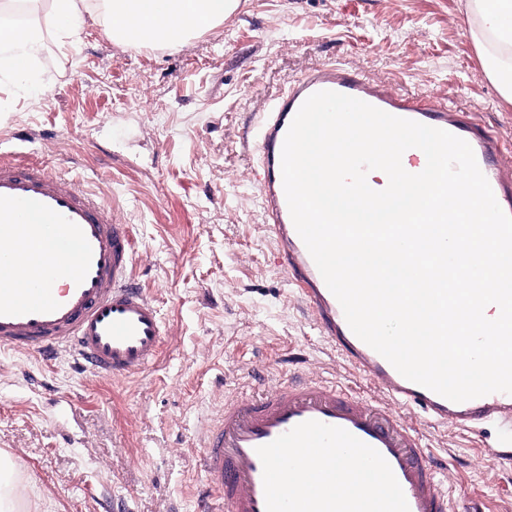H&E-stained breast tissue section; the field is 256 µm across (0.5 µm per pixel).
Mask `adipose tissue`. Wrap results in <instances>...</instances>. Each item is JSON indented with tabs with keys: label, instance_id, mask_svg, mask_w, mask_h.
I'll use <instances>...</instances> for the list:
<instances>
[{
	"label": "adipose tissue",
	"instance_id": "1",
	"mask_svg": "<svg viewBox=\"0 0 512 512\" xmlns=\"http://www.w3.org/2000/svg\"><path fill=\"white\" fill-rule=\"evenodd\" d=\"M237 0H0V44L13 51L17 73H25L41 48L40 19L63 31L91 20L113 40H135L179 48L197 32L215 27ZM475 37L491 61L490 73L512 97V0H471Z\"/></svg>",
	"mask_w": 512,
	"mask_h": 512
}]
</instances>
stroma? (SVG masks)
<instances>
[{"mask_svg": "<svg viewBox=\"0 0 512 512\" xmlns=\"http://www.w3.org/2000/svg\"><path fill=\"white\" fill-rule=\"evenodd\" d=\"M467 0H240L176 50L44 27L28 76L0 59V149L31 151L131 225L137 281L165 345L104 380L0 350V451L23 465L27 512H200L202 432L225 397L294 375L342 380L265 229L254 131L296 79L341 62L396 91L473 113L506 144L512 100L489 78ZM418 426L462 512H512V456L480 434Z\"/></svg>", "mask_w": 512, "mask_h": 512, "instance_id": "stroma-1", "label": "stroma"}]
</instances>
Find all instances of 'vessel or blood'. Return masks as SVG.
I'll return each mask as SVG.
<instances>
[{
    "mask_svg": "<svg viewBox=\"0 0 512 512\" xmlns=\"http://www.w3.org/2000/svg\"><path fill=\"white\" fill-rule=\"evenodd\" d=\"M336 91L391 115L446 130L473 149L496 200L512 215V167L498 162L497 133L447 104L395 92L341 63L297 80L258 124L262 169L256 184L267 229L291 281L322 337L339 353L354 383L294 380L249 397L226 400L207 428L200 451L209 512H266L260 446L296 425L316 420L337 426L385 458L409 512H459L439 478L419 429L378 398L421 409L435 423L474 432L496 426L512 447V395L492 393L462 403L405 379L350 329L296 231L286 200L281 152L288 129L313 93ZM129 225L90 190L40 163L0 159V348L52 361L69 355L75 369L99 377H127L149 368L164 342L160 311L132 271Z\"/></svg>",
    "mask_w": 512,
    "mask_h": 512,
    "instance_id": "obj_1",
    "label": "vessel or blood"
}]
</instances>
